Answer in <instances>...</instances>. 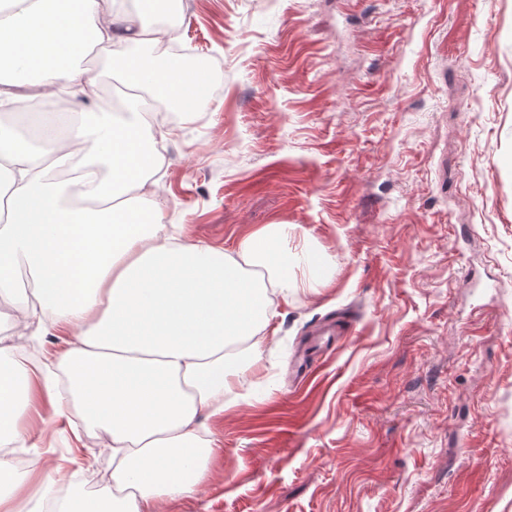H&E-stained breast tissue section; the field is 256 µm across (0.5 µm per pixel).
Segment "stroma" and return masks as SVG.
Masks as SVG:
<instances>
[{
  "label": "stroma",
  "instance_id": "obj_1",
  "mask_svg": "<svg viewBox=\"0 0 512 512\" xmlns=\"http://www.w3.org/2000/svg\"><path fill=\"white\" fill-rule=\"evenodd\" d=\"M180 3L213 90L166 124L164 223L230 252L295 226L328 282L274 297L261 363L207 422L209 478L160 512H512V0ZM93 58L76 120L120 78ZM40 451L46 480L109 484L93 429Z\"/></svg>",
  "mask_w": 512,
  "mask_h": 512
}]
</instances>
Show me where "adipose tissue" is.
Listing matches in <instances>:
<instances>
[{"label": "adipose tissue", "instance_id": "obj_1", "mask_svg": "<svg viewBox=\"0 0 512 512\" xmlns=\"http://www.w3.org/2000/svg\"><path fill=\"white\" fill-rule=\"evenodd\" d=\"M147 11H109L106 0H10L0 16V58L16 60L10 85L65 81L72 101L97 97L92 79L56 68L55 59L86 57L106 44L121 74L149 84L155 98L188 102L191 74L160 72L128 52L153 43ZM150 113L122 121L99 112L67 136L43 137L33 148L0 129V166L9 165L6 222L0 225V288L13 287L19 268L35 276L24 320L44 333L78 329L65 352L24 357L0 337V440L30 442L42 426L69 423L78 409L112 452V485L94 495L43 486L31 496L40 453L22 471L0 454V512H158L161 501L193 495L209 470L212 446L201 434L234 393L241 365L259 364L273 298L322 281L324 255L289 251L292 232L269 224L243 238L235 252L158 234L161 208H139L120 188L155 169L163 132ZM80 159L79 202L54 181L58 168Z\"/></svg>", "mask_w": 512, "mask_h": 512}]
</instances>
